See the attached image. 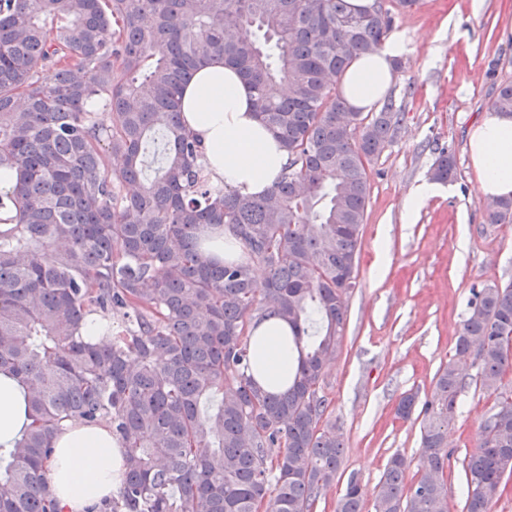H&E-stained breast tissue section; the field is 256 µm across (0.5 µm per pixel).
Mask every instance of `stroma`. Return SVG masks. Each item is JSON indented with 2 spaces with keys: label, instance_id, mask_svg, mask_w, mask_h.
Segmentation results:
<instances>
[{
  "label": "stroma",
  "instance_id": "obj_1",
  "mask_svg": "<svg viewBox=\"0 0 512 512\" xmlns=\"http://www.w3.org/2000/svg\"><path fill=\"white\" fill-rule=\"evenodd\" d=\"M407 51L391 96L402 122L378 158L367 163L371 190L358 254L357 285L336 358L321 389L332 400L330 422L345 441L344 465L316 512H335L349 475L361 480L363 512H374L388 456L418 461L420 423L396 417L403 393L429 395L438 369L460 360L467 386L448 428V512H463L462 467L480 444L500 394L512 395V369L501 393L486 392L475 353L455 343L472 287L512 281V224H492L466 150L470 127L491 109L496 86L512 80V0H417L395 15ZM455 153L457 179L439 185L415 213L405 201L430 178L439 148ZM387 239L385 259L377 242Z\"/></svg>",
  "mask_w": 512,
  "mask_h": 512
}]
</instances>
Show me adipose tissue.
<instances>
[{
  "mask_svg": "<svg viewBox=\"0 0 512 512\" xmlns=\"http://www.w3.org/2000/svg\"><path fill=\"white\" fill-rule=\"evenodd\" d=\"M406 51L404 32H392L382 49L355 58L341 76L340 91L358 112L377 109L393 79V61ZM184 127L204 153L213 185L254 196L268 191L288 155L256 115L245 81L223 60L208 62L195 73L181 95ZM468 154L479 174V190L488 198L512 196V115L491 114L471 128ZM257 348L268 375L278 376L294 364L283 338L286 324L260 325ZM32 423L28 398L16 380L0 372V446L11 447ZM47 471V497L56 512H96L112 498L124 476V450L106 423H67L54 439Z\"/></svg>",
  "mask_w": 512,
  "mask_h": 512,
  "instance_id": "1",
  "label": "adipose tissue"
}]
</instances>
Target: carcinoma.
Segmentation results:
<instances>
[{
  "mask_svg": "<svg viewBox=\"0 0 512 512\" xmlns=\"http://www.w3.org/2000/svg\"><path fill=\"white\" fill-rule=\"evenodd\" d=\"M393 23L391 9L347 0H0V168L18 174L16 223L0 229V371L33 418L0 447V512H55L45 465L66 421H106L125 448L122 488L98 512H312L344 462L320 380L356 286L366 163L401 122L392 103L353 111L333 78ZM214 57L251 85L288 152L261 196L215 195L183 130L182 86ZM94 101L104 110L88 111ZM491 105L512 115L511 81ZM430 174L454 180V154L441 150ZM484 208L512 224V199ZM220 230L222 261L208 252ZM467 308L456 350L482 347L477 376L495 393L512 361V282L471 288ZM112 313L127 324L112 329ZM92 314L107 347L81 336ZM271 318L297 353L276 382L250 351ZM465 386L450 363L424 401L400 397L401 418L422 416L420 463L410 476L404 454L388 458L374 512H448L446 438ZM463 469L465 512H490L512 477V397ZM364 497L350 477L336 512H362Z\"/></svg>",
  "mask_w": 512,
  "mask_h": 512,
  "instance_id": "carcinoma-1",
  "label": "carcinoma"
}]
</instances>
